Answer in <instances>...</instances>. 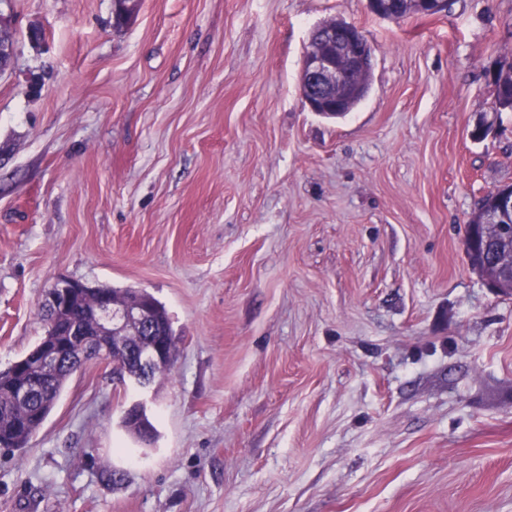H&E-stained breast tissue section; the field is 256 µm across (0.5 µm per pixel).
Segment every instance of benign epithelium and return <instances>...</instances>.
Segmentation results:
<instances>
[{
  "label": "benign epithelium",
  "instance_id": "7a95c632",
  "mask_svg": "<svg viewBox=\"0 0 512 512\" xmlns=\"http://www.w3.org/2000/svg\"><path fill=\"white\" fill-rule=\"evenodd\" d=\"M139 0H119L121 11L112 12L113 22L123 25L130 21ZM8 29H0V72L12 63V40H4ZM317 47L307 50L300 74L301 93L309 108L316 112L330 93L348 95L357 91L355 79L372 73L375 51L369 47L361 31L342 20L321 24L310 31ZM512 227V193L497 196L493 205L482 214L480 223L469 224L463 239L465 255L476 257L487 266L496 267L495 278L484 281L486 287L497 290L501 285H512V259L503 255L502 245L488 237L487 230L494 226ZM88 285L74 280H60L50 288L47 302L59 314L72 311L82 303ZM95 317V334L72 326L57 331V337L41 343L29 362L24 365V379L13 391L14 401L24 406L39 397L47 381L65 364L81 362L91 355L112 366L119 379L128 377L122 365L134 362L149 367L158 362L164 352L157 339L137 347L122 340L140 330L155 333L156 323L152 309L142 299L115 304L105 300L91 307Z\"/></svg>",
  "mask_w": 512,
  "mask_h": 512
}]
</instances>
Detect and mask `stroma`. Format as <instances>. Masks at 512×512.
<instances>
[{"instance_id":"1","label":"stroma","mask_w":512,"mask_h":512,"mask_svg":"<svg viewBox=\"0 0 512 512\" xmlns=\"http://www.w3.org/2000/svg\"><path fill=\"white\" fill-rule=\"evenodd\" d=\"M376 48L311 112L310 30ZM0 369L55 282L144 289L179 338L143 391L87 362L0 512H512V295L462 235L512 183V0L387 19L367 0H0ZM41 28L32 42L30 28ZM147 404L157 435L123 424ZM495 84V108L497 117L502 112H512V64L507 69L502 66L494 79Z\"/></svg>"}]
</instances>
